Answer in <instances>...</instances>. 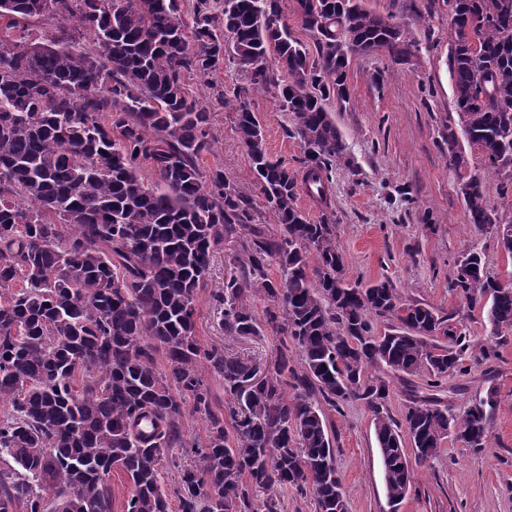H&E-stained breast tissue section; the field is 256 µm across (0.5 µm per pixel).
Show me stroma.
Here are the masks:
<instances>
[{"instance_id":"35a3bbf8","label":"stroma","mask_w":512,"mask_h":512,"mask_svg":"<svg viewBox=\"0 0 512 512\" xmlns=\"http://www.w3.org/2000/svg\"><path fill=\"white\" fill-rule=\"evenodd\" d=\"M361 4L405 24L418 51L401 64L384 54L353 56L348 75L353 104L331 112L348 145L331 187L345 277L364 283L390 279L404 299L454 316L472 342L497 353L490 362L472 365L467 374L448 378L442 393L449 414L458 416L476 397L496 390L499 404L487 448L473 450L445 439L436 460L413 467V483L399 512H512V331L495 336L482 306H467L450 288L455 264L469 249L480 251L487 273L502 283H512V255L496 246L492 234H477L469 226L459 184L480 171V157L467 151V167L457 169L448 156L444 135L448 126L459 123L448 76V4ZM240 81L237 71L223 67L206 80L195 74L185 77L187 92L210 113L212 149L200 164L206 171L221 169L250 199L256 224L276 236L282 228L253 183L247 151L235 132L233 91ZM251 108L261 120L269 154L303 174L300 146L286 133L291 116L279 108L274 91L253 95ZM247 236V230H237L215 248L207 284L196 300V334L204 345L251 359L264 369L273 363L279 333L267 329L257 336H225L214 300ZM327 418L347 512H386L371 413L350 400Z\"/></svg>"}]
</instances>
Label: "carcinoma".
I'll use <instances>...</instances> for the list:
<instances>
[{
	"mask_svg": "<svg viewBox=\"0 0 512 512\" xmlns=\"http://www.w3.org/2000/svg\"><path fill=\"white\" fill-rule=\"evenodd\" d=\"M40 2L0 0V46L14 48L0 54V455L14 462L0 470V512H112L114 470L130 485L123 512H171L173 500L176 512H281L288 489L318 512H346L324 407L353 399L374 416L390 502L409 491L410 458L437 456L449 435L486 447L494 390L457 419L434 394L414 393L397 421L384 414V376L424 374L436 388L467 371L466 352L481 362L494 351L389 280L348 282L332 211L312 224L297 205L301 190L329 205L347 150L330 108L351 103L353 51L406 61L417 47L402 23L360 0H296L312 53L281 0H224L219 15L199 0L190 29L180 0H53L49 14ZM448 7L455 107L484 170L460 191L474 229L500 231L496 244L512 255V218L499 220L483 185L492 175L512 193V0ZM58 17L75 26L32 28ZM223 32L236 54L224 56ZM221 62L245 76L235 130L277 237L252 226L250 201L222 170L199 164L210 112L184 78ZM275 67L286 79L274 81ZM268 86L292 116L300 180L270 158L251 109V93ZM448 154L467 165L451 126ZM238 227L249 229L245 258L216 296L224 335H284L273 372L247 389L254 367L196 336L212 253ZM451 288L486 306L495 334L512 330V287L487 275L480 253L458 260ZM256 293L269 301L261 314ZM378 318L389 321L380 334ZM208 374L224 384L222 409ZM195 417L201 438L186 433ZM166 470L178 474L170 488Z\"/></svg>",
	"mask_w": 512,
	"mask_h": 512,
	"instance_id": "obj_1",
	"label": "carcinoma"
}]
</instances>
